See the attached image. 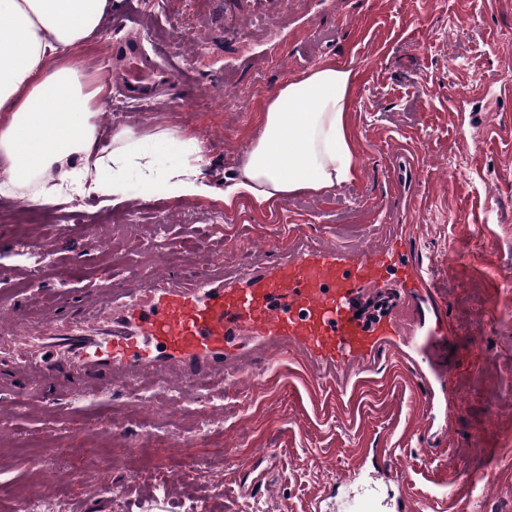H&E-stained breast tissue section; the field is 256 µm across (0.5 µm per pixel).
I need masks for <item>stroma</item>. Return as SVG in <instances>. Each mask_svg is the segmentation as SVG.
<instances>
[{
  "label": "stroma",
  "instance_id": "35a3bbf8",
  "mask_svg": "<svg viewBox=\"0 0 512 512\" xmlns=\"http://www.w3.org/2000/svg\"><path fill=\"white\" fill-rule=\"evenodd\" d=\"M125 40L174 76L146 100L98 96L93 107L110 120L100 146L127 128L178 130L202 143L214 194L182 200L134 180L123 201L79 198L24 228L0 196V293L24 307L37 288L77 302L106 277L188 270L211 237H223L227 263L256 241L285 246L297 230L369 242L389 218L388 148L416 147L410 222L447 292L457 336L443 359L466 404L446 452L427 459L422 409L398 367L341 397L288 363L185 399L79 389L54 413L5 381L0 512L25 498L32 512H313L363 448L378 463L392 455L419 512H512V0H112L64 62L104 85ZM327 60L355 73V180L264 210L245 200L225 209L224 173L258 136L266 99ZM146 430L151 455L131 460ZM262 455L277 460L276 492L241 493L245 463ZM38 458L45 466L32 470ZM34 484L44 490L32 497Z\"/></svg>",
  "mask_w": 512,
  "mask_h": 512
}]
</instances>
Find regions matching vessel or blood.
Here are the masks:
<instances>
[{"label":"vessel or blood","mask_w":512,"mask_h":512,"mask_svg":"<svg viewBox=\"0 0 512 512\" xmlns=\"http://www.w3.org/2000/svg\"><path fill=\"white\" fill-rule=\"evenodd\" d=\"M123 67L110 84L114 97L145 99L165 74L135 44H115ZM392 170L394 199L405 208L416 200L412 185L418 155L396 148ZM415 237L390 225L376 243L349 246L329 237L315 242L293 233L285 247L266 249L263 258L232 266L204 263L194 274L134 277L120 287L94 285L81 305L59 295L39 305L40 317L0 298V360L9 373L39 384L52 383L53 405L71 391L70 380L109 389L148 387L160 392L224 384L254 374L256 361H296L322 383L346 391L360 374L390 359L413 373L433 446H443L453 413L463 408L447 366L438 352L457 334L445 309L447 296L433 265L412 251ZM392 279L412 308V319L392 315L374 325L358 316L362 288ZM244 493L271 489L273 466L248 467Z\"/></svg>","instance_id":"obj_1"}]
</instances>
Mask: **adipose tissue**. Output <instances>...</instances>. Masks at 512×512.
I'll use <instances>...</instances> for the list:
<instances>
[{
    "label": "adipose tissue",
    "mask_w": 512,
    "mask_h": 512,
    "mask_svg": "<svg viewBox=\"0 0 512 512\" xmlns=\"http://www.w3.org/2000/svg\"><path fill=\"white\" fill-rule=\"evenodd\" d=\"M109 0H0V195L34 206L89 193L124 199L130 178L173 196L210 195L201 143L165 128L123 130L99 150L96 93L60 59L98 29ZM353 72L331 61L287 81L263 114L262 132L224 179V206L263 207L352 181L348 124Z\"/></svg>",
    "instance_id": "adipose-tissue-1"
}]
</instances>
